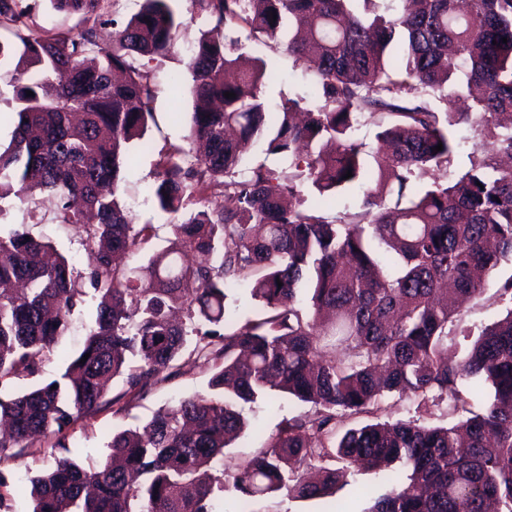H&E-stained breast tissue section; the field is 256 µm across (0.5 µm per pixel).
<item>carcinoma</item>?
Instances as JSON below:
<instances>
[{
	"instance_id": "cac0c4a2",
	"label": "carcinoma",
	"mask_w": 512,
	"mask_h": 512,
	"mask_svg": "<svg viewBox=\"0 0 512 512\" xmlns=\"http://www.w3.org/2000/svg\"><path fill=\"white\" fill-rule=\"evenodd\" d=\"M105 2L50 0L78 16V31L44 34L26 0H0V27L13 36L0 39V62L19 52L0 200L49 192L56 223L83 228L93 258L81 272L22 226L0 232V419L10 424L0 463L36 436L148 393L189 336L211 377L204 392L113 434L99 470L57 442L55 466L29 478L32 512H217L214 491L228 488L237 512H251L250 500L282 490L302 500L335 495L336 470L308 477L313 462L330 459L407 468L370 512H489L493 503L512 512V277L498 288L505 314L463 357L448 356L459 300L476 298L485 277L512 262V167L501 164L512 158V0H396L392 14L380 0H194L214 25L190 49V83L173 85L222 107L194 112L187 145L157 152L149 193L181 220L170 245L132 271L113 257L147 243L152 226L133 223L121 173L131 144L151 146L146 61L174 50L180 21L173 0H143L129 18L111 20L108 51ZM285 24L297 33L287 50L312 73L316 100L289 97L272 111L263 58L241 70L233 51L243 32L270 46ZM474 87L466 112L432 103ZM368 122L390 151L357 138ZM461 124L476 127L481 142L470 167L451 175ZM248 144L288 156L289 170L246 158ZM305 184L313 205L301 198ZM348 188L363 193L362 210L326 216L323 206ZM196 194L221 204L190 210ZM187 255L204 261L186 263ZM86 284L99 303L83 349L60 378L9 392L64 335ZM238 286L263 306L243 323L227 304ZM118 377L126 389L108 400ZM471 378L491 387L477 408L459 390ZM274 391L313 411L285 421L228 487L218 462L246 426L239 405ZM390 393L417 397L419 409L446 401L467 416L336 434L337 418L369 413Z\"/></svg>"
}]
</instances>
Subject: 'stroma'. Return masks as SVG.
Masks as SVG:
<instances>
[{
  "label": "stroma",
  "mask_w": 512,
  "mask_h": 512,
  "mask_svg": "<svg viewBox=\"0 0 512 512\" xmlns=\"http://www.w3.org/2000/svg\"><path fill=\"white\" fill-rule=\"evenodd\" d=\"M181 17L182 25L177 32V46L166 57L149 62L148 69L155 90L154 123L151 124L148 138L154 148L150 151L133 147L128 165L121 182V193L137 224H150L154 236L141 249L127 254L125 261L135 267L147 262L153 252L167 247L172 237L171 215L159 212L147 188L154 181L155 151L169 144H181L189 131L191 114L196 101L191 95H183L182 110L173 113L171 103L174 96L172 78L185 74L187 49L199 37L201 31L210 28V21L201 16L193 0H174ZM270 79L266 86V98L278 102L285 97L314 99L312 79L304 64L288 53L285 47L264 49ZM33 199L39 204V212L44 220L39 224H29L24 205L18 200L0 201V229L10 230L19 224H28L33 236L53 242L66 253L77 270H85L91 257L85 250L80 229L68 224H56L50 218L53 203L46 195L37 193ZM512 277V263L501 264L492 273V280L483 294L472 300L462 315L461 325L465 332L478 334L480 329L497 319L505 310L497 296L498 286ZM97 300L86 296L70 317L69 327L58 343L47 352L39 373L22 376L12 381V389L22 392L40 382L55 379L72 357L82 349L89 327L96 317ZM178 371L160 382L150 393L135 399L123 409L108 406L97 413L78 419L61 435L35 439L23 455L0 464V470L9 478L10 487L0 496V512H32L29 496L30 476L54 466L59 454L57 442H65L69 447L79 449L80 465L90 471L99 469L108 455L107 444L115 432L140 427L148 423L160 410L178 399L204 391L211 374V364L193 352H185L177 362ZM309 406L294 398L278 396L272 399L261 398L245 404L243 414L248 422L244 433L224 450V474L233 476L238 464L253 457L263 448L269 436L274 434L279 424L286 419L308 412ZM378 417L395 419L418 418L426 426H443L460 421V414L449 413L447 405L417 412L416 401L408 396L387 397L377 412ZM392 475L387 471L349 470L345 484L334 496L299 500L281 492L272 497L253 501V512H368L374 501L386 494L391 487Z\"/></svg>",
  "instance_id": "35a3bbf8"
}]
</instances>
